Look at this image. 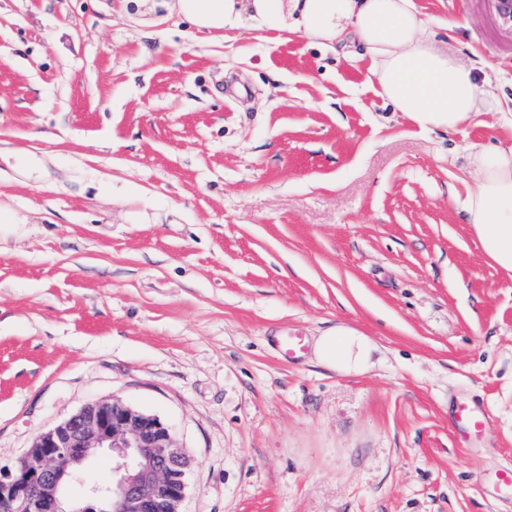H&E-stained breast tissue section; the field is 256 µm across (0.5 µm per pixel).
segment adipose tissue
Listing matches in <instances>:
<instances>
[{"instance_id": "obj_1", "label": "adipose tissue", "mask_w": 512, "mask_h": 512, "mask_svg": "<svg viewBox=\"0 0 512 512\" xmlns=\"http://www.w3.org/2000/svg\"><path fill=\"white\" fill-rule=\"evenodd\" d=\"M174 10L209 33L244 27L299 32L339 45L360 42L379 96L420 130L450 134L481 109L474 67L441 46L415 0H174ZM471 185L465 212L484 253L512 276V143L471 144ZM377 351L354 328H332L315 342L318 364L344 373L363 371Z\"/></svg>"}]
</instances>
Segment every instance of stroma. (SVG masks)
I'll list each match as a JSON object with an SVG mask.
<instances>
[{"mask_svg": "<svg viewBox=\"0 0 512 512\" xmlns=\"http://www.w3.org/2000/svg\"><path fill=\"white\" fill-rule=\"evenodd\" d=\"M415 2L499 103L454 134L392 112L357 43L0 0V466L117 398L193 456L183 512H501L512 277L466 222L465 148L512 140V10ZM339 325L378 347L361 372L315 359ZM452 419L468 436L481 438L491 429L490 414L482 408L467 403L454 405Z\"/></svg>", "mask_w": 512, "mask_h": 512, "instance_id": "1", "label": "stroma"}]
</instances>
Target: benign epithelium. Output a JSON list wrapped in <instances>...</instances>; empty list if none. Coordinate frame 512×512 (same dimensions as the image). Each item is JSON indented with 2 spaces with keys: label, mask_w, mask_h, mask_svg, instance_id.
<instances>
[{
  "label": "benign epithelium",
  "mask_w": 512,
  "mask_h": 512,
  "mask_svg": "<svg viewBox=\"0 0 512 512\" xmlns=\"http://www.w3.org/2000/svg\"><path fill=\"white\" fill-rule=\"evenodd\" d=\"M112 455V483L70 499L79 468ZM191 458L159 417L120 399L90 402L0 467V512H181Z\"/></svg>",
  "instance_id": "benign-epithelium-1"
}]
</instances>
